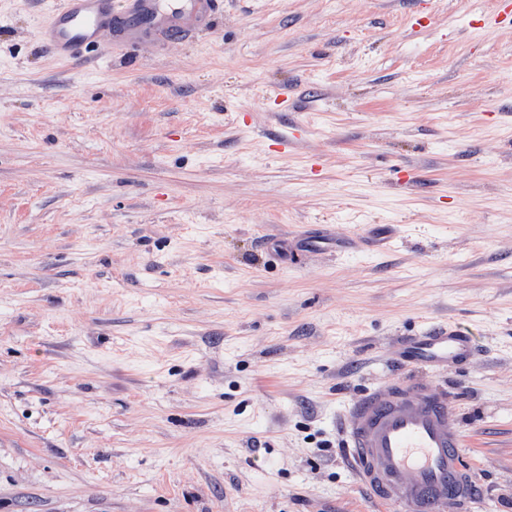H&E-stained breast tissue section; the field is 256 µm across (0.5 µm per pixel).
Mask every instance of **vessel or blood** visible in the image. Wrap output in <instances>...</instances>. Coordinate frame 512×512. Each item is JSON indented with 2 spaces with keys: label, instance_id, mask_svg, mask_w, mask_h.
<instances>
[{
  "label": "vessel or blood",
  "instance_id": "obj_1",
  "mask_svg": "<svg viewBox=\"0 0 512 512\" xmlns=\"http://www.w3.org/2000/svg\"><path fill=\"white\" fill-rule=\"evenodd\" d=\"M217 0H141L149 26L176 35L203 25ZM111 0H62L46 44L58 56L92 39L109 20ZM313 250L314 236L281 237L273 254L289 247ZM409 365L441 368L472 358L469 337L452 326L413 336L400 346ZM346 459L377 512H473L475 482L464 460L465 436L448 425V395L427 383L396 379L366 390L340 418Z\"/></svg>",
  "mask_w": 512,
  "mask_h": 512
}]
</instances>
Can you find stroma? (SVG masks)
<instances>
[{"mask_svg": "<svg viewBox=\"0 0 512 512\" xmlns=\"http://www.w3.org/2000/svg\"><path fill=\"white\" fill-rule=\"evenodd\" d=\"M496 0H221L68 57L0 0V512H373L336 418L448 393L512 512V22ZM287 147H280V135ZM323 235L281 265L276 236ZM453 323L472 359L409 369Z\"/></svg>", "mask_w": 512, "mask_h": 512, "instance_id": "1", "label": "stroma"}]
</instances>
